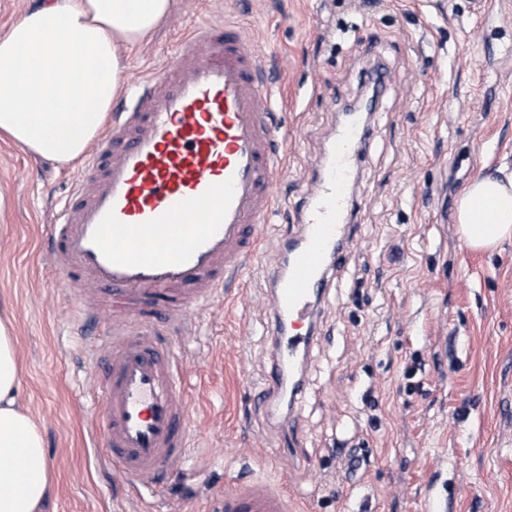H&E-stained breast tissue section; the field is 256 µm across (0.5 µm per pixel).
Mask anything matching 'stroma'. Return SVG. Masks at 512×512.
<instances>
[{
  "instance_id": "obj_1",
  "label": "stroma",
  "mask_w": 512,
  "mask_h": 512,
  "mask_svg": "<svg viewBox=\"0 0 512 512\" xmlns=\"http://www.w3.org/2000/svg\"><path fill=\"white\" fill-rule=\"evenodd\" d=\"M497 3L485 16L481 0H172L120 50L128 90L187 29L237 23L264 52L269 120L288 144L264 254L168 337L184 357L193 447L184 474L149 491L90 446L99 374L70 333L83 304L107 326L126 313L92 283L61 280L42 239L80 167L0 140V309L16 329L19 402L56 477L45 512H220L225 484L247 474L287 486L295 512H419L438 477L450 512H512V241L476 253L455 224L463 186L512 162V0ZM378 64L388 80L352 184L347 254L327 269L303 391L269 415L253 388L272 365L277 244L301 231L341 110ZM291 422L297 455H265L258 433ZM359 442L367 464L352 477L336 450Z\"/></svg>"
}]
</instances>
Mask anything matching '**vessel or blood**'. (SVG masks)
Instances as JSON below:
<instances>
[{
	"mask_svg": "<svg viewBox=\"0 0 512 512\" xmlns=\"http://www.w3.org/2000/svg\"><path fill=\"white\" fill-rule=\"evenodd\" d=\"M262 74L256 48L236 27H194L136 83L132 106L113 113L49 227L59 274L110 292L128 313L106 329L100 310L90 308L79 324L94 337L99 372L88 435L114 469L145 488L190 451L180 358L159 333L177 327L186 305L222 293L258 252L285 164ZM368 134L356 113L338 127L302 234L279 244L286 270L272 280V368L254 389L267 407L312 340L308 323L328 263L346 252L349 184ZM450 502L445 488L430 484L422 512H448ZM291 509L283 488L253 478L224 491V512Z\"/></svg>",
	"mask_w": 512,
	"mask_h": 512,
	"instance_id": "obj_1",
	"label": "vessel or blood"
}]
</instances>
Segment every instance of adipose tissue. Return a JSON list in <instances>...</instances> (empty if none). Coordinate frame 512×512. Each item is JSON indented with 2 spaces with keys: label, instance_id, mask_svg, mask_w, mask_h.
I'll list each match as a JSON object with an SVG mask.
<instances>
[{
  "label": "adipose tissue",
  "instance_id": "adipose-tissue-1",
  "mask_svg": "<svg viewBox=\"0 0 512 512\" xmlns=\"http://www.w3.org/2000/svg\"><path fill=\"white\" fill-rule=\"evenodd\" d=\"M170 9L171 0H36L0 35V138L60 165L79 160L120 90L118 48H135ZM95 58L107 69L87 70ZM455 221L475 250L512 239V166L471 179ZM20 384L14 328L0 322V512H43L54 477Z\"/></svg>",
  "mask_w": 512,
  "mask_h": 512
}]
</instances>
